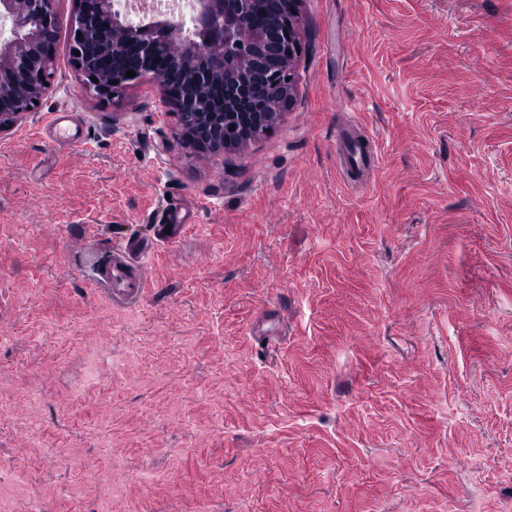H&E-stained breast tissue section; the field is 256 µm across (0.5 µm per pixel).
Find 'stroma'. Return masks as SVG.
<instances>
[{
  "instance_id": "1",
  "label": "stroma",
  "mask_w": 512,
  "mask_h": 512,
  "mask_svg": "<svg viewBox=\"0 0 512 512\" xmlns=\"http://www.w3.org/2000/svg\"><path fill=\"white\" fill-rule=\"evenodd\" d=\"M73 9L0 137V512H512V0H301L293 106L216 154L84 92ZM132 246L115 248L100 273V280L110 287L114 300L133 302L145 293V267L136 260Z\"/></svg>"
}]
</instances>
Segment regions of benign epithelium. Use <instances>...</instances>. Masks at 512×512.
Returning <instances> with one entry per match:
<instances>
[{
    "label": "benign epithelium",
    "instance_id": "benign-epithelium-1",
    "mask_svg": "<svg viewBox=\"0 0 512 512\" xmlns=\"http://www.w3.org/2000/svg\"><path fill=\"white\" fill-rule=\"evenodd\" d=\"M54 2L0 0V20L12 33L0 40V135L37 107L48 85ZM196 2L193 37L179 38L172 19L133 24L113 2L106 12L101 0H75L73 64L85 90L102 100L151 79L185 147L239 148L268 132L295 100L301 0Z\"/></svg>",
    "mask_w": 512,
    "mask_h": 512
}]
</instances>
